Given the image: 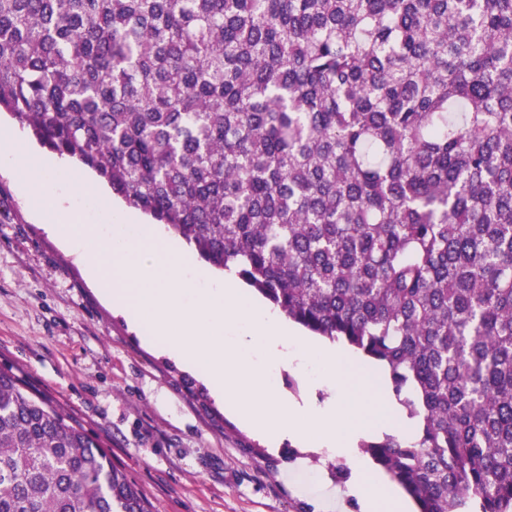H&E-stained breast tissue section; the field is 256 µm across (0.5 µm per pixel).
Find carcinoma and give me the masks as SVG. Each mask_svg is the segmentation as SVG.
<instances>
[{
	"label": "carcinoma",
	"instance_id": "carcinoma-1",
	"mask_svg": "<svg viewBox=\"0 0 512 512\" xmlns=\"http://www.w3.org/2000/svg\"><path fill=\"white\" fill-rule=\"evenodd\" d=\"M384 369L418 512H512V0H0V110ZM0 512H153L0 368Z\"/></svg>",
	"mask_w": 512,
	"mask_h": 512
}]
</instances>
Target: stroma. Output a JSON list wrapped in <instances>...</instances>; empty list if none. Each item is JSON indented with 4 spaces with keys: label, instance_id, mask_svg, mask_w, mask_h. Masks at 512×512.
Masks as SVG:
<instances>
[{
    "label": "stroma",
    "instance_id": "1",
    "mask_svg": "<svg viewBox=\"0 0 512 512\" xmlns=\"http://www.w3.org/2000/svg\"><path fill=\"white\" fill-rule=\"evenodd\" d=\"M42 198L0 172V365L102 441L156 512H360L327 490L349 452L268 448L193 375L147 347L50 232Z\"/></svg>",
    "mask_w": 512,
    "mask_h": 512
}]
</instances>
